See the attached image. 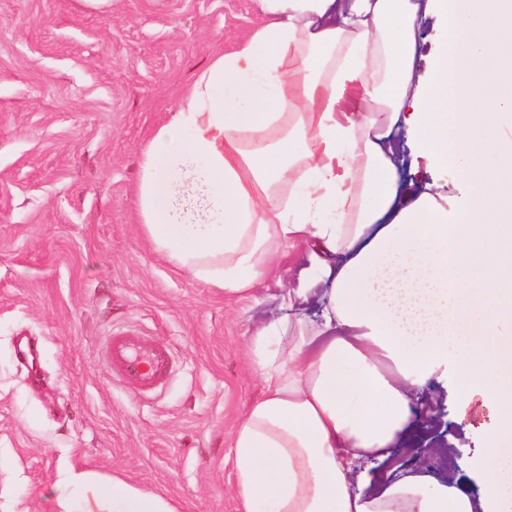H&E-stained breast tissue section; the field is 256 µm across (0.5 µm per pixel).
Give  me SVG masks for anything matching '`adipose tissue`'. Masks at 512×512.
I'll list each match as a JSON object with an SVG mask.
<instances>
[{
    "mask_svg": "<svg viewBox=\"0 0 512 512\" xmlns=\"http://www.w3.org/2000/svg\"><path fill=\"white\" fill-rule=\"evenodd\" d=\"M259 18L141 152L136 222L173 267L235 296L285 251L305 264L248 359L264 392L224 461L240 512H512V0H257ZM434 17L430 58L418 41ZM406 127L456 194L402 182ZM494 163L476 159L475 134ZM319 299L308 318L303 307ZM433 377L501 416L471 498L388 464ZM82 512H175L121 479Z\"/></svg>",
    "mask_w": 512,
    "mask_h": 512,
    "instance_id": "ef3b65f1",
    "label": "adipose tissue"
}]
</instances>
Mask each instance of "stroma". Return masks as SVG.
Masks as SVG:
<instances>
[{
  "label": "stroma",
  "mask_w": 512,
  "mask_h": 512,
  "mask_svg": "<svg viewBox=\"0 0 512 512\" xmlns=\"http://www.w3.org/2000/svg\"><path fill=\"white\" fill-rule=\"evenodd\" d=\"M257 21L254 0H0V512H61L68 477L120 478L175 512H239L224 465L262 394L248 336L297 284L281 258L253 297L229 299L161 259L135 222L141 151L217 50ZM170 354L143 392L112 368L108 336ZM37 349L40 385L16 355ZM411 444L445 449L427 471L480 495L476 451L499 427L475 387L431 379Z\"/></svg>",
  "instance_id": "35a3bbf8"
}]
</instances>
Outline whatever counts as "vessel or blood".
<instances>
[{
  "label": "vessel or blood",
  "instance_id": "1",
  "mask_svg": "<svg viewBox=\"0 0 512 512\" xmlns=\"http://www.w3.org/2000/svg\"><path fill=\"white\" fill-rule=\"evenodd\" d=\"M110 352L113 365L130 382L145 389L155 388L162 382L166 373V356L140 337L127 334L113 336Z\"/></svg>",
  "mask_w": 512,
  "mask_h": 512
}]
</instances>
